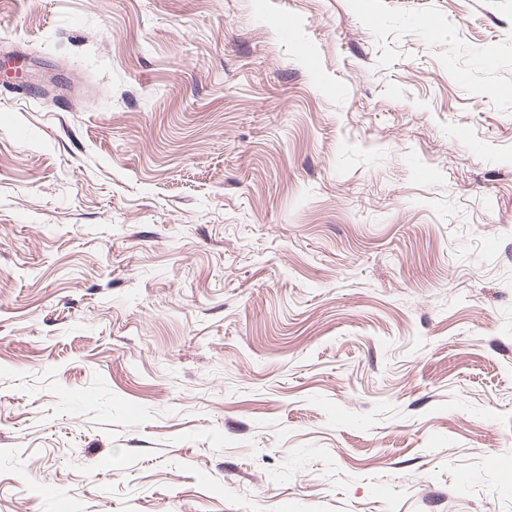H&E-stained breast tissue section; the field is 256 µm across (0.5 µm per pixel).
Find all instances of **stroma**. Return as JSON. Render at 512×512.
I'll return each instance as SVG.
<instances>
[{"mask_svg": "<svg viewBox=\"0 0 512 512\" xmlns=\"http://www.w3.org/2000/svg\"><path fill=\"white\" fill-rule=\"evenodd\" d=\"M0 512H512V0H0Z\"/></svg>", "mask_w": 512, "mask_h": 512, "instance_id": "35a3bbf8", "label": "stroma"}]
</instances>
